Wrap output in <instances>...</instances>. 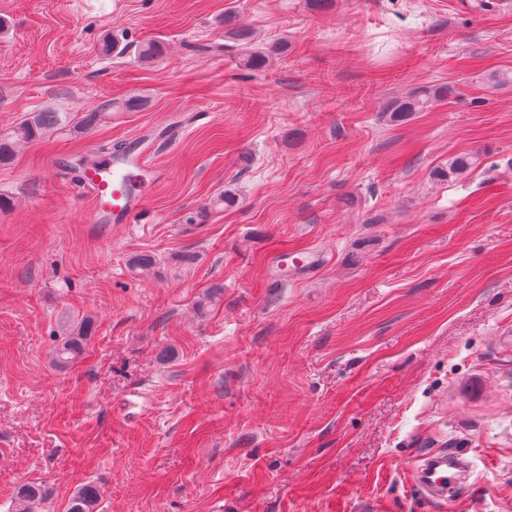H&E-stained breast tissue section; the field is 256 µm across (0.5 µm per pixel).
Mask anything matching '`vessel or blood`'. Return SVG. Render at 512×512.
Masks as SVG:
<instances>
[{
	"label": "vessel or blood",
	"instance_id": "obj_1",
	"mask_svg": "<svg viewBox=\"0 0 512 512\" xmlns=\"http://www.w3.org/2000/svg\"><path fill=\"white\" fill-rule=\"evenodd\" d=\"M80 178L93 191L91 223L129 224L141 207L142 188L157 175L145 167L141 152L131 151L84 170ZM457 459L445 451L429 453L413 469L412 480L429 499L448 500L461 488Z\"/></svg>",
	"mask_w": 512,
	"mask_h": 512
}]
</instances>
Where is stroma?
I'll return each mask as SVG.
<instances>
[{
	"label": "stroma",
	"instance_id": "35a3bbf8",
	"mask_svg": "<svg viewBox=\"0 0 512 512\" xmlns=\"http://www.w3.org/2000/svg\"><path fill=\"white\" fill-rule=\"evenodd\" d=\"M228 18L282 50L242 68ZM501 73L512 0H0V135L67 115L0 166V512L25 482L36 512L88 482L98 512H512ZM146 141L136 222L87 223L80 172ZM434 448L471 465L444 504L410 480ZM442 96L441 91L424 87L414 95L396 102L390 116L394 121H399L409 116L412 112L423 111V109L431 106ZM93 332V321L82 319L71 326L55 347L54 362L67 367L82 357ZM47 497L45 486L38 483H24L17 489V502L24 507L17 512H32L28 507L29 504L40 502Z\"/></svg>",
	"mask_w": 512,
	"mask_h": 512
}]
</instances>
